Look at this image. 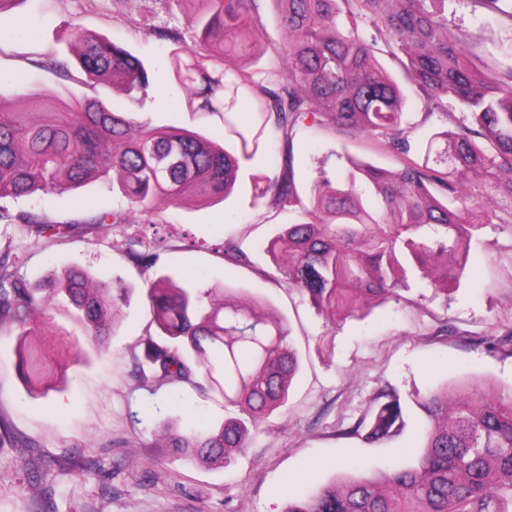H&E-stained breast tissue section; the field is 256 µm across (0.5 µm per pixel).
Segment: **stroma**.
<instances>
[{"label":"stroma","instance_id":"35a3bbf8","mask_svg":"<svg viewBox=\"0 0 512 512\" xmlns=\"http://www.w3.org/2000/svg\"><path fill=\"white\" fill-rule=\"evenodd\" d=\"M257 8L263 55L245 70L258 80L282 68L285 32L273 0H257ZM74 23L121 43L154 71L143 101L127 98L120 84L87 81L77 64L65 73L45 68L47 57H69ZM448 25L464 38L478 73L512 66L511 19L470 0H448ZM159 26L187 30L184 13L167 0H22L0 15V102L27 112L35 93L101 98L132 121L223 142L218 119L203 121L184 109V94L167 74L172 44L158 39ZM409 112L407 137L416 145L433 133L456 130L465 109L451 97L443 111L430 114L416 98ZM289 150L304 194L320 170L336 172L339 153L385 169L398 165L375 136L321 125L298 129L289 145L276 139L267 163L243 171L226 200L202 205L188 196L176 208L160 200L148 224L99 176L73 190L0 200L9 214L43 212L68 227L67 235L50 241L27 225L0 222V255L17 276L34 283L76 265L120 300L102 343L82 336L29 338L45 367V398L29 391L19 375L15 337L0 335V425L20 442L0 448V512H282L288 500L340 480L353 466L378 477L411 463L424 423L418 401L440 387L454 396L487 381L502 399L512 398V349L485 346L512 325V224L486 227L448 294L416 288L365 317L335 322L289 288L262 251L293 213L269 198L252 206L251 185L278 173ZM102 211L120 214L122 223L101 228L94 218ZM228 237L248 254V263L225 255ZM135 241L158 255L149 275L130 254ZM150 276L179 286L232 289L272 309L291 330L300 365L288 401L228 462L186 460L160 447L151 433L156 424L184 426L189 413L221 421L238 410L190 386L175 393L155 388L136 373L143 341L156 332L146 299ZM445 324L452 329L447 336L439 332ZM384 387L400 395L406 428L399 440L375 445L353 429ZM152 402L162 412L150 422L143 408Z\"/></svg>","mask_w":512,"mask_h":512}]
</instances>
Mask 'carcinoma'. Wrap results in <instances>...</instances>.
I'll return each mask as SVG.
<instances>
[{"mask_svg": "<svg viewBox=\"0 0 512 512\" xmlns=\"http://www.w3.org/2000/svg\"><path fill=\"white\" fill-rule=\"evenodd\" d=\"M166 2L195 5L186 14L190 42L165 27L156 31L177 45L170 68L175 83L190 91L187 111L220 117L224 144L189 130L135 124L101 99L71 105L38 99L47 111L36 121L27 112L0 111V199L76 188L92 173H114L130 207L144 216L159 195L172 205L189 189L201 203L222 200L266 133L279 134L287 144L284 164L265 183H254L253 203L270 197L299 207V215L266 250L289 285L318 307L347 315L367 297L385 298L414 282L448 289L452 274L429 271L423 257L450 253L464 265L486 225L512 223V66L492 81L476 77L463 39L448 29V0H275L285 65L261 82L224 68L228 57L251 61L260 53L256 0ZM470 2L512 19V0ZM359 19L369 20L376 35H359ZM72 40L89 80H117L132 100L147 95L154 73L129 50L79 26ZM383 47L406 57L409 88L378 60ZM411 92L429 109L448 97L466 108L457 131L433 134L416 159L405 137ZM246 105L252 124L243 122ZM308 118L389 139L399 168L350 160L335 179L322 175L303 203L292 138ZM12 219L49 239L66 228L41 214L0 210V220ZM146 297L159 333L145 339L138 373L173 390L188 384L218 393L239 411L213 427L166 424V447L202 460L246 447L250 432L284 404L299 366L285 322L249 297L216 301L196 288H167L161 279L149 282ZM116 305L78 268L33 284L0 259V330L6 325L16 337L19 370L30 385L39 363L24 343L35 318L52 323L62 315L98 340L109 334ZM419 406L427 425L414 465L382 477H344L289 501L282 512H512V401L504 403L493 385L481 382L452 404L444 387ZM359 426L372 443L400 437V397L381 391Z\"/></svg>", "mask_w": 512, "mask_h": 512, "instance_id": "obj_1", "label": "carcinoma"}]
</instances>
